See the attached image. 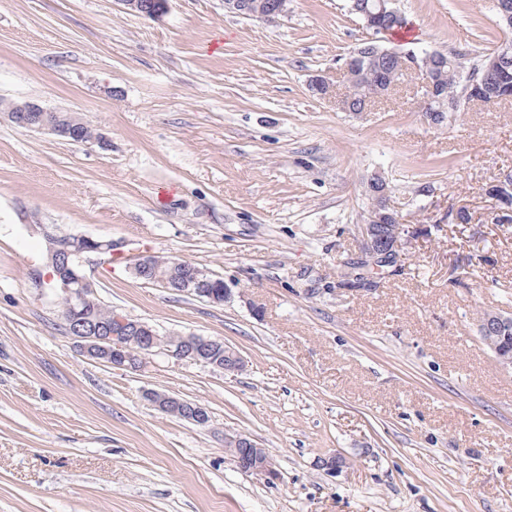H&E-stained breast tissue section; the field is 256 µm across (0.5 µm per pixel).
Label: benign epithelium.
<instances>
[{"label":"benign epithelium","instance_id":"7a95c632","mask_svg":"<svg viewBox=\"0 0 512 512\" xmlns=\"http://www.w3.org/2000/svg\"><path fill=\"white\" fill-rule=\"evenodd\" d=\"M124 10L144 17H155L164 12L168 0H153V7L144 9L141 0H117ZM224 8L230 12L263 20H273L288 11V0H276L269 4L263 0H224ZM401 69L415 71L422 78V85L430 92L436 91V82L427 70L419 67L417 57L406 55L400 60ZM13 125H24L36 132H45L57 138L72 135L75 142L86 144H105L104 137L90 131V136L81 139L80 127H88L81 118L71 112L51 110L31 100H14L9 108L0 112ZM377 218L370 217L361 225L360 233L364 255L361 261L367 263L374 271L381 270L383 265H395L400 261V238L409 234L406 224H396L392 228L393 241L386 247L378 244L379 225ZM49 249L50 268L48 274L38 271L33 274L32 282L37 288L43 286L45 278L60 280V288L71 299L72 304L66 311V321L71 330V336L82 355L88 358H104L112 367L138 371L150 357L159 354L155 349L158 334L153 328L143 322L134 323L122 314H113L108 325L94 324L86 320L79 312L78 306L86 301L85 293L92 284L82 271V267L95 263L105 265L117 255L112 248V242L99 241L88 237L60 236L48 226L39 225ZM512 323V317L502 314L483 315L478 320V333L484 345L494 354L499 366L512 370V338L503 335L506 326ZM163 356L180 364L189 361L203 364L224 373H238L244 370V359L233 348L224 346V361L212 358H187L182 349H170ZM149 397L163 412L173 414L200 425L205 418V410L195 404L189 410H184L182 399L167 394L152 391ZM225 447L240 448L245 446L254 449L255 462L248 475L264 480L266 483H276L280 480V472L268 449L262 447L254 439L246 435H235L224 438ZM317 466L331 474H338L347 468L345 458L339 454H329L318 459Z\"/></svg>","mask_w":512,"mask_h":512}]
</instances>
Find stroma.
Wrapping results in <instances>:
<instances>
[{
    "label": "stroma",
    "instance_id": "1",
    "mask_svg": "<svg viewBox=\"0 0 512 512\" xmlns=\"http://www.w3.org/2000/svg\"><path fill=\"white\" fill-rule=\"evenodd\" d=\"M397 51L460 55L462 75L506 34L493 0H397ZM369 31L349 0H290L267 22L224 0H0V98L73 110L107 147L0 122V512H512V370L482 343L512 316V224L490 188L512 175V98L429 124L420 78L361 115L344 90ZM411 238L355 285L371 178ZM464 208L472 220L448 221ZM45 224L112 241L94 296L164 335L224 341V374L157 355L138 371L82 356L58 299L36 290ZM222 277L216 305L132 272L144 253ZM155 390L204 407L201 427ZM268 448L269 484L228 435ZM342 454L330 476L318 457ZM117 2L122 4L126 11L150 18L163 13L168 0H143L142 2L146 9H150L153 2V7L149 11L144 9L141 0H117Z\"/></svg>",
    "mask_w": 512,
    "mask_h": 512
}]
</instances>
